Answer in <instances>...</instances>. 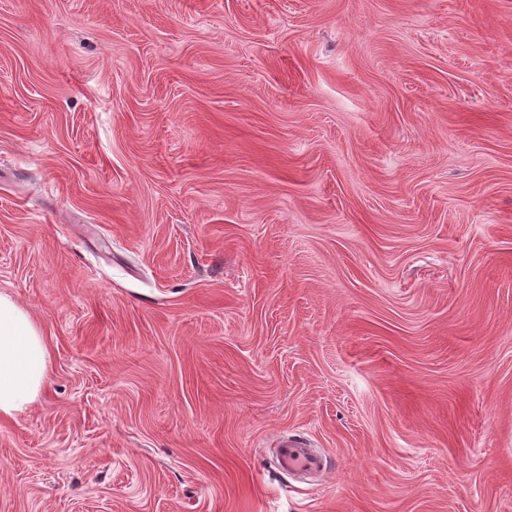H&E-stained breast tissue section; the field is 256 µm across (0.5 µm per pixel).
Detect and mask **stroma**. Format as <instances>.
Instances as JSON below:
<instances>
[{
	"mask_svg": "<svg viewBox=\"0 0 512 512\" xmlns=\"http://www.w3.org/2000/svg\"><path fill=\"white\" fill-rule=\"evenodd\" d=\"M0 292V512H512V0H0ZM48 363L39 326L9 295L0 293V416L12 417L39 397ZM279 469L288 474L297 472L321 474L326 469V457L302 437H283L275 455Z\"/></svg>",
	"mask_w": 512,
	"mask_h": 512,
	"instance_id": "stroma-1",
	"label": "stroma"
}]
</instances>
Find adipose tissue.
I'll return each mask as SVG.
<instances>
[{
	"label": "adipose tissue",
	"mask_w": 512,
	"mask_h": 512,
	"mask_svg": "<svg viewBox=\"0 0 512 512\" xmlns=\"http://www.w3.org/2000/svg\"><path fill=\"white\" fill-rule=\"evenodd\" d=\"M48 363L39 326L9 295L0 293V416H14L39 397Z\"/></svg>",
	"instance_id": "obj_1"
}]
</instances>
